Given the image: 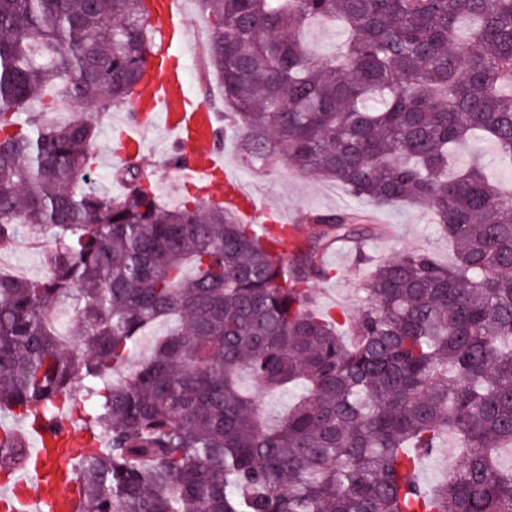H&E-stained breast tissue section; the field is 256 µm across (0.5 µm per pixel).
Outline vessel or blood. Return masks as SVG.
Wrapping results in <instances>:
<instances>
[{"label":"vessel or blood","instance_id":"1","mask_svg":"<svg viewBox=\"0 0 512 512\" xmlns=\"http://www.w3.org/2000/svg\"><path fill=\"white\" fill-rule=\"evenodd\" d=\"M150 24L161 36L160 60L145 73V90L133 103V120L122 134V148L113 152L114 159L122 162L142 155L143 129L162 125L179 155L176 173L180 181L205 194L218 192L226 203L249 218L258 231H265L272 210L238 177L226 172L215 137L218 115L189 94L185 61L193 46L187 38L183 0H161ZM19 499L25 512H41L42 505L47 503L51 504L52 512H79L81 487L75 480L61 486L41 479L34 492Z\"/></svg>","mask_w":512,"mask_h":512}]
</instances>
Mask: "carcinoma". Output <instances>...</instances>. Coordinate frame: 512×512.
Returning <instances> with one entry per match:
<instances>
[{
  "label": "carcinoma",
  "mask_w": 512,
  "mask_h": 512,
  "mask_svg": "<svg viewBox=\"0 0 512 512\" xmlns=\"http://www.w3.org/2000/svg\"><path fill=\"white\" fill-rule=\"evenodd\" d=\"M204 67L256 170L288 166L356 199L427 208L451 266L412 250L377 264L356 313L316 305L320 255L375 235L358 213L260 236L230 207L166 206L153 172L91 187L92 113L141 86L147 0H0V251L52 242L38 279L0 273V412L90 436L71 463L80 512H512V198L452 153L489 137L512 166V0H199ZM339 19L321 57L300 32ZM50 90L78 112L21 109ZM69 315L59 329L56 314ZM170 324L137 362L142 336ZM304 392L270 425L238 385ZM461 459L413 475L448 433ZM0 421V477L47 468Z\"/></svg>",
  "instance_id": "obj_1"
}]
</instances>
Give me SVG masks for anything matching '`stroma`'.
<instances>
[{"instance_id":"stroma-1","label":"stroma","mask_w":512,"mask_h":512,"mask_svg":"<svg viewBox=\"0 0 512 512\" xmlns=\"http://www.w3.org/2000/svg\"><path fill=\"white\" fill-rule=\"evenodd\" d=\"M348 34L341 23L311 22L302 32L303 40L317 54L329 57L344 46ZM147 150L143 163L154 170L152 188L159 200L169 206L178 204L191 195L192 187L180 182L169 164V141L162 127H154L145 134ZM224 164L236 173L247 188L260 195L271 206L285 211L290 219L303 213L359 211L362 203L353 198L339 183L310 179L282 169L261 175L251 170L241 159L234 141L222 148ZM481 160L486 171L503 185L512 184V167H505L495 143L487 137H478L459 147L455 152V167L467 169L473 160ZM369 221L380 227L381 234L366 243L363 250L338 244L324 253L322 261L329 269L327 279L315 283L319 308L330 307L351 312L356 310L358 289L369 272L359 252H366L379 260L396 256L407 250L428 252L434 262L450 265L455 255L447 240L440 237L431 213L408 204L371 207ZM0 269L19 277L35 278L44 272L43 250L21 240L9 252L0 253Z\"/></svg>"}]
</instances>
